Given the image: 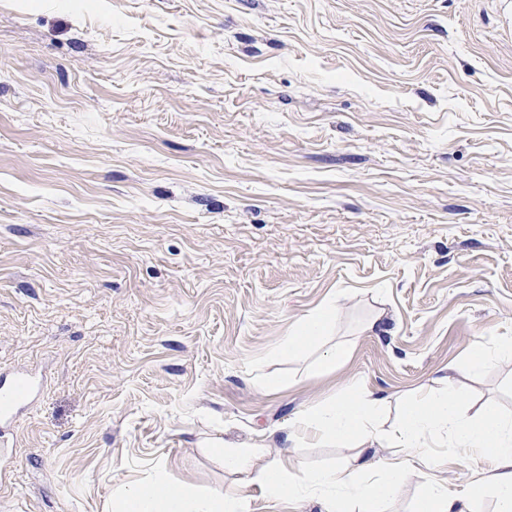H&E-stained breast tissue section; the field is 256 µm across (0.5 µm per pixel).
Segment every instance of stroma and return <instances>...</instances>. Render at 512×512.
I'll use <instances>...</instances> for the list:
<instances>
[{"mask_svg":"<svg viewBox=\"0 0 512 512\" xmlns=\"http://www.w3.org/2000/svg\"><path fill=\"white\" fill-rule=\"evenodd\" d=\"M331 305L329 371L271 351ZM384 312L391 334L361 332ZM512 25L500 0H0V369L43 390L0 512H104L159 466L251 512H319L230 473L355 449L281 429L350 381L388 434L455 384L512 416ZM493 512L491 458L435 444Z\"/></svg>","mask_w":512,"mask_h":512,"instance_id":"obj_1","label":"stroma"}]
</instances>
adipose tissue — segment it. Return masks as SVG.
Segmentation results:
<instances>
[{
  "label": "adipose tissue",
  "mask_w": 512,
  "mask_h": 512,
  "mask_svg": "<svg viewBox=\"0 0 512 512\" xmlns=\"http://www.w3.org/2000/svg\"><path fill=\"white\" fill-rule=\"evenodd\" d=\"M336 319L333 306H325L300 321L273 353L283 357H301L320 351L319 366L328 370L347 355L343 345H331L326 332ZM486 361L477 354L468 364H452L443 376L442 393L407 406L401 422L389 438L390 447L405 452L418 450V462L425 480L415 512H464L459 498L449 496L437 475L436 464L425 454L426 447L446 441L452 448H469L494 457L490 471L477 474V481L490 485L496 499V512H512V418L492 411L475 412L461 400L452 385L457 377L473 374ZM380 405L372 392L353 382L330 403L304 413L289 422L287 435L311 430L320 437L359 447L351 462L331 470L312 471L302 480L291 476L287 456L267 443L248 448L219 447L214 456L226 471L245 475L247 481L261 484L267 494L288 502L309 500L322 512H371L372 505L393 497L407 478L404 460H389L380 479L362 483L358 475L369 465L364 452L372 448L379 434L374 413ZM106 512H249V501L238 492L224 489L196 490L168 478L164 470L135 483H120L112 488Z\"/></svg>",
  "instance_id": "adipose-tissue-1"
}]
</instances>
